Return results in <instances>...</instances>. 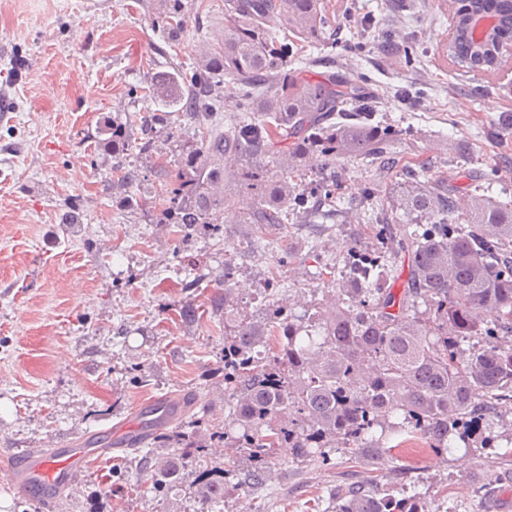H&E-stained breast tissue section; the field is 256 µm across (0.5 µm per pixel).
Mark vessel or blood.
<instances>
[{
    "label": "vessel or blood",
    "instance_id": "obj_1",
    "mask_svg": "<svg viewBox=\"0 0 512 512\" xmlns=\"http://www.w3.org/2000/svg\"><path fill=\"white\" fill-rule=\"evenodd\" d=\"M97 453V448L69 442L49 454L32 449L1 468L0 478L22 495L50 504L59 494L79 490V472Z\"/></svg>",
    "mask_w": 512,
    "mask_h": 512
}]
</instances>
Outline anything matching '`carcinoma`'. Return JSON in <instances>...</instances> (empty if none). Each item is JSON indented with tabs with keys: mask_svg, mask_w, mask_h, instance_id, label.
Instances as JSON below:
<instances>
[{
	"mask_svg": "<svg viewBox=\"0 0 512 512\" xmlns=\"http://www.w3.org/2000/svg\"><path fill=\"white\" fill-rule=\"evenodd\" d=\"M321 0H224V44L199 57L192 72L180 67L157 73L148 87L160 112L140 121L139 154L157 151L166 135L177 157L165 191L167 223L186 232L215 223L220 186L237 183L249 195L239 223L258 235L254 244L272 249L276 231L299 216L323 228L336 220V183L323 170L336 159H365L377 197L363 208L371 235L356 234L343 256L345 273L325 266L324 288L314 289L301 313L291 304H267L261 321L227 311V297L213 301L224 311V382L237 427L234 446L243 451V482L263 485L273 450L293 449L299 462L327 459L326 449L348 450L375 467L391 454V439L407 435L443 452L455 439L470 440V426L512 404V199L485 188L458 205L460 175L454 171L421 180L414 170L393 184L387 175L400 157L394 143L407 133L378 120L379 101L349 79H303L311 59L269 34L278 26L302 39L326 34ZM462 3L458 33L443 48L466 72L491 73L501 65L500 45L512 41V0ZM158 27L167 37L182 32L180 0H161ZM495 17V34L483 49L465 28L470 12ZM299 70L284 72L287 58ZM231 77L242 98L224 116L221 85ZM187 112L197 123L189 140L172 131L170 114ZM133 122L105 120L98 145L114 154L128 150ZM320 159L313 180L300 171ZM144 176L135 165L112 166V192L133 203L131 190ZM472 344L461 362V344ZM200 418L186 403L178 423L149 421L152 447L145 454L159 492L184 483L204 503H224V470L188 471L184 460L206 457L209 442L228 432L212 426L195 434ZM417 496L370 479L366 486L337 489L330 512H419Z\"/></svg>",
	"mask_w": 512,
	"mask_h": 512,
	"instance_id": "cac0c4a2",
	"label": "carcinoma"
}]
</instances>
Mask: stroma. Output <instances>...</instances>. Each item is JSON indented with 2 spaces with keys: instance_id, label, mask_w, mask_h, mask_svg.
Listing matches in <instances>:
<instances>
[{
  "instance_id": "1",
  "label": "stroma",
  "mask_w": 512,
  "mask_h": 512,
  "mask_svg": "<svg viewBox=\"0 0 512 512\" xmlns=\"http://www.w3.org/2000/svg\"><path fill=\"white\" fill-rule=\"evenodd\" d=\"M184 30L163 38L158 0H0V467L31 448H57L90 434L111 438L136 422L139 403L188 394L207 418L229 416L224 383V320L209 314L227 295L240 313L269 301L310 296L319 266L344 253L363 215L311 237L289 218L279 245L250 248L237 222L239 186L224 188L216 224L183 234L164 223L166 176L129 151L148 175L124 208L110 188L113 159L98 149L103 117L140 119L154 74L196 57L224 36V0H181ZM326 35L304 46L312 80L334 73L360 79L380 115L410 128L399 151L425 176L459 168L462 192L494 179L512 194V71L483 76L451 67L441 50L448 11L441 0H322ZM417 43L408 64L403 50ZM336 194L357 207L369 170L336 163ZM78 206L80 221L63 217ZM234 269L231 289L218 274ZM214 280L194 282L197 270ZM201 310L193 323L182 306ZM485 448L454 443L410 458L398 451L371 470L344 449L326 463H296L275 449L265 485L240 484L246 467L231 445L205 466H223L224 512H324L332 491L377 476L418 491L425 512H488L491 495L512 496V412L492 418ZM142 453L92 458L81 487L52 504L0 484V512H202L195 487H152Z\"/></svg>"
}]
</instances>
